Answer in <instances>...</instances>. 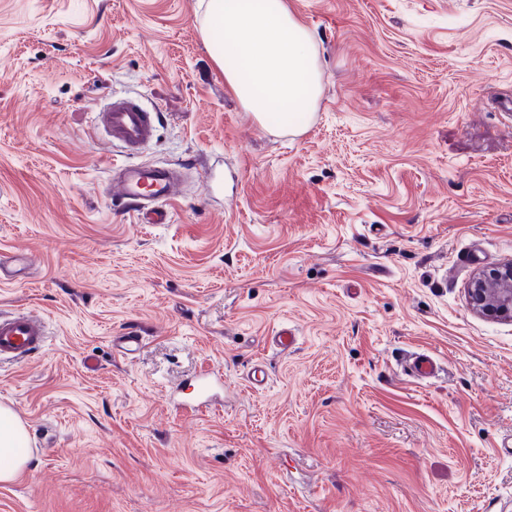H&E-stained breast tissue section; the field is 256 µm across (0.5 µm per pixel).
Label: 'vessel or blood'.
I'll return each mask as SVG.
<instances>
[{
	"label": "vessel or blood",
	"instance_id": "vessel-or-blood-1",
	"mask_svg": "<svg viewBox=\"0 0 512 512\" xmlns=\"http://www.w3.org/2000/svg\"><path fill=\"white\" fill-rule=\"evenodd\" d=\"M159 114L145 108L138 99L116 95L96 113L97 134L121 148L124 162L113 164L112 195L128 203L141 222L165 224L170 220L168 206L175 189L183 181L185 165L150 166L134 163L133 158L155 138ZM22 258L0 255V284L20 281ZM47 327L44 320L26 311L0 315V359L20 360L44 347ZM439 370L434 356L411 353L404 361V372L422 381Z\"/></svg>",
	"mask_w": 512,
	"mask_h": 512
}]
</instances>
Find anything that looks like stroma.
<instances>
[{"label": "stroma", "mask_w": 512, "mask_h": 512, "mask_svg": "<svg viewBox=\"0 0 512 512\" xmlns=\"http://www.w3.org/2000/svg\"><path fill=\"white\" fill-rule=\"evenodd\" d=\"M204 3L0 0V252L33 261L0 313L49 330L0 360L31 455L0 512H512V321L467 293L512 260V0H287L321 82L293 136L230 92ZM115 92L161 114L139 161L189 167L170 223L107 192ZM438 370L437 359L429 354L414 352L407 355L404 361L405 374L417 381L435 377ZM218 378L216 373L214 372H204L198 377L199 382V390L197 394H195L189 400H185L182 403V406L187 412L195 413L206 406L207 400L205 399V393L208 388L214 383L217 382Z\"/></svg>", "instance_id": "35a3bbf8"}]
</instances>
